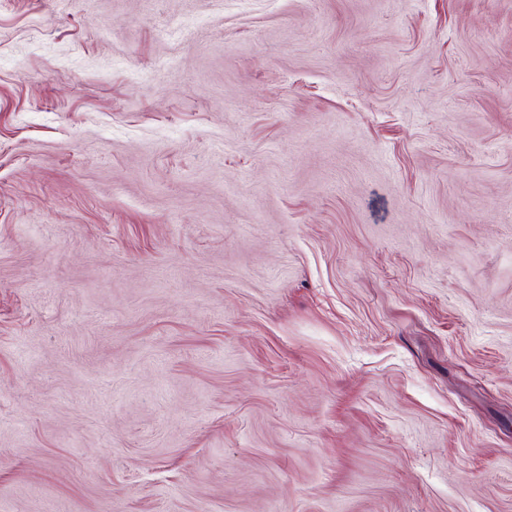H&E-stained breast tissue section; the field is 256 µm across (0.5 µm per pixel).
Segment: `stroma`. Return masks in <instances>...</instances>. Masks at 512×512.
Wrapping results in <instances>:
<instances>
[{
	"instance_id": "35a3bbf8",
	"label": "stroma",
	"mask_w": 512,
	"mask_h": 512,
	"mask_svg": "<svg viewBox=\"0 0 512 512\" xmlns=\"http://www.w3.org/2000/svg\"><path fill=\"white\" fill-rule=\"evenodd\" d=\"M0 512H512V0H0Z\"/></svg>"
}]
</instances>
